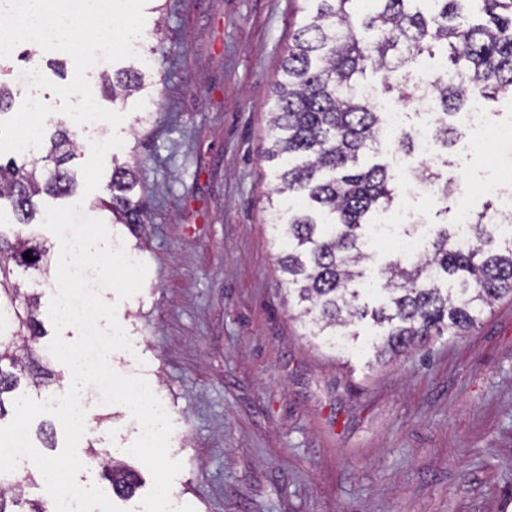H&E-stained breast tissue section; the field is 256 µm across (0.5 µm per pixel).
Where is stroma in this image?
<instances>
[{
    "label": "stroma",
    "mask_w": 512,
    "mask_h": 512,
    "mask_svg": "<svg viewBox=\"0 0 512 512\" xmlns=\"http://www.w3.org/2000/svg\"><path fill=\"white\" fill-rule=\"evenodd\" d=\"M301 0H147L136 57L109 72L144 76L134 95L113 100L99 76L96 101L123 114L119 127H85L60 113L57 95L37 153L66 129L78 147L64 168L80 175L91 141L119 134L98 190L39 195L38 208L83 202L102 220L109 247L148 266L142 291L118 301L117 318L133 349L113 352L111 367L140 376L164 399L175 430L171 458L181 460L171 499L196 512H512V297L485 309L468 332L443 334L391 359L376 360L371 320L355 322L346 349L307 334L301 305L285 298L267 198L274 162L261 150L280 61L304 18ZM437 167L451 180L448 200L399 192L392 214L407 211L451 224L460 204L492 206L480 191L489 171L457 147ZM136 171L130 196L146 208L139 223L112 212V173ZM0 235L35 238L58 255L57 238L21 224L0 200ZM13 283L40 300L47 348L55 280L15 268ZM43 385L22 379L5 394L42 401L63 395L71 373L51 361ZM86 431L78 445L81 484L111 485L94 451L131 466L138 487L114 497L144 512L149 470L127 448L135 438L124 406L106 405L96 387L82 392Z\"/></svg>",
    "instance_id": "35a3bbf8"
}]
</instances>
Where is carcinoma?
I'll return each mask as SVG.
<instances>
[{"instance_id": "cac0c4a2", "label": "carcinoma", "mask_w": 512, "mask_h": 512, "mask_svg": "<svg viewBox=\"0 0 512 512\" xmlns=\"http://www.w3.org/2000/svg\"><path fill=\"white\" fill-rule=\"evenodd\" d=\"M308 2L311 11L294 30L274 84L272 134L264 149L265 158L278 162L279 206L268 200L281 241L278 267L288 292L307 303L302 315L310 318L311 335L334 343L344 337L337 329L369 316L385 329L375 345L380 361L446 331L466 332L485 308L512 295V239L495 248L494 229L479 218L469 225L470 244L461 246L456 233L441 227L430 259L396 256L385 266L393 293L387 305L371 310L359 304L363 234L370 215L390 209L395 199L388 167L363 162L380 145L383 119L359 94L360 77L368 69L381 72L390 92L416 56L439 49L446 64L435 83L442 111L433 131L448 145L461 135L448 117L468 102L470 89L512 98V0H371L362 12L354 9L355 0ZM363 30L369 38L361 37ZM104 85L114 100L141 87L140 77L127 73L107 78ZM74 147L62 132L42 158L54 161L52 168L34 165L23 172L12 159L0 162V197L14 198L23 223L35 219L34 198L41 192L76 191L57 156ZM134 180V171L125 166L112 177V208L130 224L139 222V209L128 198ZM12 262L47 274L51 258L31 238L0 248V417L4 394L16 388L20 376L39 386L44 375L37 298L11 284ZM105 469L116 493L134 492L133 470L114 460L106 461ZM22 496V484L1 474L0 512H9L7 504L18 505Z\"/></svg>"}]
</instances>
